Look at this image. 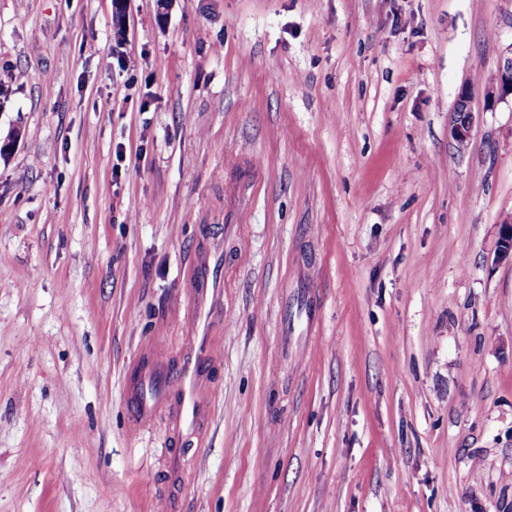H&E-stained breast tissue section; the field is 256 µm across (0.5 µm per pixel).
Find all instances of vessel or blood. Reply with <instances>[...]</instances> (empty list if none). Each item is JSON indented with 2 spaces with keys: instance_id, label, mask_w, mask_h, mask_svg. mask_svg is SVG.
I'll return each mask as SVG.
<instances>
[{
  "instance_id": "vessel-or-blood-1",
  "label": "vessel or blood",
  "mask_w": 512,
  "mask_h": 512,
  "mask_svg": "<svg viewBox=\"0 0 512 512\" xmlns=\"http://www.w3.org/2000/svg\"><path fill=\"white\" fill-rule=\"evenodd\" d=\"M199 274L202 288L197 296L195 334L183 345L180 363L169 374L144 370L128 392L129 400L143 418H150L160 408L171 404L177 410L179 425L188 430L198 427L208 408L207 400L199 391L198 378L201 367L211 357L209 311L222 294L218 267L202 264Z\"/></svg>"
}]
</instances>
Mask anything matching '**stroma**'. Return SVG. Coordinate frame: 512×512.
<instances>
[{
  "label": "stroma",
  "mask_w": 512,
  "mask_h": 512,
  "mask_svg": "<svg viewBox=\"0 0 512 512\" xmlns=\"http://www.w3.org/2000/svg\"><path fill=\"white\" fill-rule=\"evenodd\" d=\"M124 6L0 0V512H512V0ZM506 96L512 95V46L501 58L498 68V82L491 95ZM457 103L464 106L463 113L465 120L463 124H457L451 126V136L456 146H460L462 151L469 146L472 130L476 123V117L478 112H474L471 96L468 92L462 91L458 98ZM464 152V151H463ZM199 274L202 288L197 296L195 335L183 345L181 362L170 374L145 369L128 392L129 400L144 419L152 417L160 408L173 404L179 425L187 430L196 429L208 409L209 403L198 388V378L201 367L211 357L209 311L223 292L221 270L217 263L213 267L208 262L203 263Z\"/></svg>",
  "instance_id": "obj_1"
}]
</instances>
